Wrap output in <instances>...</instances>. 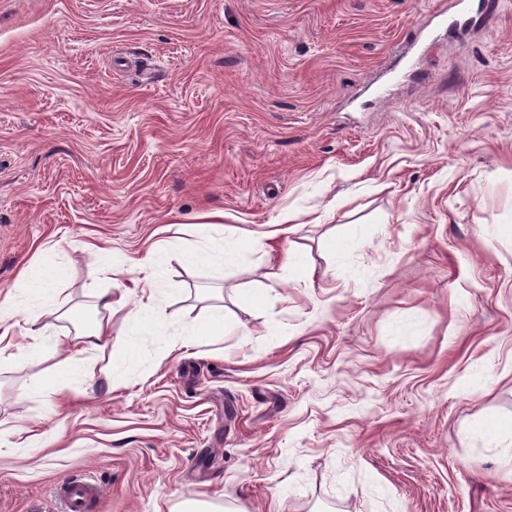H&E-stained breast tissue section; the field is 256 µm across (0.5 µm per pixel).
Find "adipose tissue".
I'll list each match as a JSON object with an SVG mask.
<instances>
[{
  "instance_id": "adipose-tissue-1",
  "label": "adipose tissue",
  "mask_w": 512,
  "mask_h": 512,
  "mask_svg": "<svg viewBox=\"0 0 512 512\" xmlns=\"http://www.w3.org/2000/svg\"><path fill=\"white\" fill-rule=\"evenodd\" d=\"M292 220V215H285L276 229L256 235L225 223L223 212L203 213L198 221L205 225V233L196 235L194 240L183 246L181 256L189 264L205 259L235 264L253 254L261 240L288 239L295 231ZM37 256L41 261L39 277L32 280L28 276H21L13 292L0 300V337L10 335L17 328L22 337L32 338L40 348L54 351L64 345V338L48 332L47 328L36 327L35 322L58 302L55 289L57 265L48 247H39ZM167 257V249L152 247L132 262L130 284L141 290L143 300L138 304V320L125 341L121 361L122 370L130 375L138 373L145 366L140 350L146 340L163 343L168 338L166 326L153 318L158 299L165 293L167 283L166 274L160 270L158 262ZM96 297L102 310L85 319L79 334L86 349L92 350V357L85 359L76 371L68 365H53L40 370L34 378V385L42 394L51 398L62 396L75 383L94 375L96 356L105 352L112 339V316L125 306L123 300L113 299L112 291L108 288L99 290Z\"/></svg>"
}]
</instances>
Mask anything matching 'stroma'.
Returning a JSON list of instances; mask_svg holds the SVG:
<instances>
[{"label": "stroma", "instance_id": "obj_1", "mask_svg": "<svg viewBox=\"0 0 512 512\" xmlns=\"http://www.w3.org/2000/svg\"><path fill=\"white\" fill-rule=\"evenodd\" d=\"M484 2L420 47L455 0H0V298L53 246L40 323L76 334L174 213L293 212L313 272L171 260L162 365L101 358L60 406L34 377L81 354L1 341L0 512L74 476L103 512H512V447L469 435L512 417V0ZM225 323L223 308L218 309L209 320L184 329L182 335L192 336L196 339L223 336Z\"/></svg>", "mask_w": 512, "mask_h": 512}]
</instances>
